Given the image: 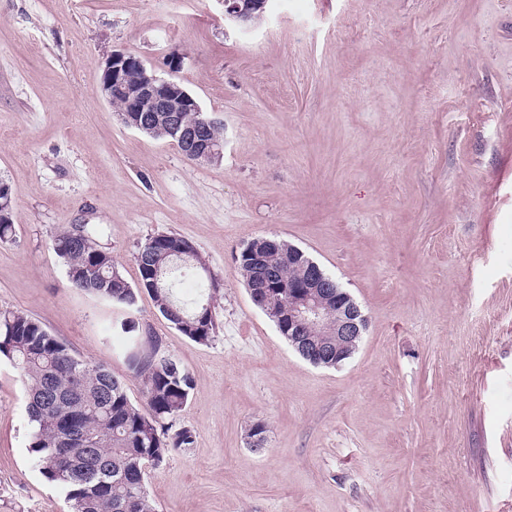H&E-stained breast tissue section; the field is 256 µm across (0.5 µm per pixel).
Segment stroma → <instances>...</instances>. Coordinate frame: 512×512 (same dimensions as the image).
<instances>
[{
    "label": "stroma",
    "mask_w": 512,
    "mask_h": 512,
    "mask_svg": "<svg viewBox=\"0 0 512 512\" xmlns=\"http://www.w3.org/2000/svg\"><path fill=\"white\" fill-rule=\"evenodd\" d=\"M130 53L224 123L186 159L100 93ZM0 312L40 321L145 407L121 311L72 288L52 247L92 224L130 285L152 236L220 282L206 343L140 292L134 315L193 390L195 444L151 471L156 512H512V0H0ZM299 247L368 318L317 367L252 301V238ZM27 385L0 361V512H68L29 452ZM264 423L253 450L248 433ZM265 5V0H224V18L250 27L264 14ZM0 195V241L8 240L14 232V202L12 194L7 183L2 181Z\"/></svg>",
    "instance_id": "obj_1"
}]
</instances>
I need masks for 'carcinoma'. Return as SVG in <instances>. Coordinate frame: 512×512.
<instances>
[{"label": "carcinoma", "instance_id": "1", "mask_svg": "<svg viewBox=\"0 0 512 512\" xmlns=\"http://www.w3.org/2000/svg\"><path fill=\"white\" fill-rule=\"evenodd\" d=\"M14 232V202L9 186L0 189V241ZM188 240L157 234L140 247L136 261L138 285H129L112 255L88 224H72L54 233L52 246L66 266L71 285L131 315L137 291L154 298L161 315L178 331L208 342L216 328L213 293L218 278L203 273L191 258L180 257ZM245 245L236 257L245 279L255 275ZM266 266L275 279L255 298L261 309L270 301L288 306V283L301 276V266L288 259V243L274 240L265 247ZM194 280L207 299L178 300L174 289ZM152 351L130 355L142 379L148 412L135 407L124 383L103 363L83 360L41 322L21 312H0V359L11 363L27 382L26 412L33 427L30 452L43 478L65 494L70 512H155L147 493L148 469L159 467L172 451L194 445L187 427L171 430L192 391V378L171 355L160 352L159 339L149 336ZM73 391L68 412L58 410L49 392Z\"/></svg>", "mask_w": 512, "mask_h": 512}]
</instances>
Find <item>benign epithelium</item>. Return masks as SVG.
<instances>
[{"mask_svg": "<svg viewBox=\"0 0 512 512\" xmlns=\"http://www.w3.org/2000/svg\"><path fill=\"white\" fill-rule=\"evenodd\" d=\"M265 5L266 0H224V17L250 27L256 17L264 14ZM177 69L178 63L170 62L172 76L161 78L141 59L114 50L105 60L101 95L109 102L115 97L127 99L131 104L127 123L135 130L164 124L187 148L186 158L195 162L220 158L224 143L209 137L216 120L204 113L196 98L173 77ZM181 112L196 113L195 122L190 126L183 124ZM288 258L300 262L302 276L288 284V308H273L271 314L300 356L315 366L337 367L357 348L366 331L367 318L351 295L338 287L336 323L332 325L336 341L316 342L307 332L330 323L327 300L331 298L333 282L317 263L303 258L300 249L288 246Z\"/></svg>", "mask_w": 512, "mask_h": 512, "instance_id": "1", "label": "benign epithelium"}]
</instances>
